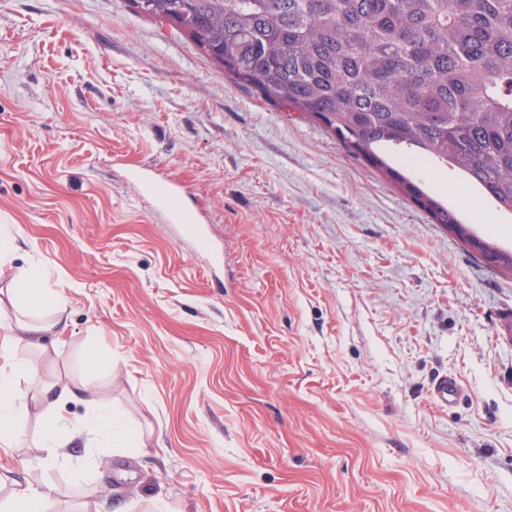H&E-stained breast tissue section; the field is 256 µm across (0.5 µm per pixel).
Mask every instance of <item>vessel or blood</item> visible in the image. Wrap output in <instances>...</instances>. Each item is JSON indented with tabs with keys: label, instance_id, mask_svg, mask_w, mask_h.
Returning a JSON list of instances; mask_svg holds the SVG:
<instances>
[{
	"label": "vessel or blood",
	"instance_id": "vessel-or-blood-1",
	"mask_svg": "<svg viewBox=\"0 0 512 512\" xmlns=\"http://www.w3.org/2000/svg\"><path fill=\"white\" fill-rule=\"evenodd\" d=\"M142 190L156 195L161 201L169 224L189 234L201 250H209L211 231L204 214L188 210L183 200L186 191L177 181L155 173H143L137 178ZM462 387L456 379L442 377L436 380L433 394L436 401L443 405L453 403L459 398Z\"/></svg>",
	"mask_w": 512,
	"mask_h": 512
}]
</instances>
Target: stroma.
<instances>
[{
	"label": "stroma",
	"mask_w": 512,
	"mask_h": 512,
	"mask_svg": "<svg viewBox=\"0 0 512 512\" xmlns=\"http://www.w3.org/2000/svg\"><path fill=\"white\" fill-rule=\"evenodd\" d=\"M143 169L205 211L214 272ZM414 179L512 251V213L456 169ZM0 224V289L34 259L66 302L43 355L0 306V365L36 366L6 486L52 485L57 512H512V275L130 0H0ZM89 349L137 445L32 467L39 387H77ZM462 387L455 378L448 376L436 380L433 388L435 400L441 405H448L459 398Z\"/></svg>",
	"instance_id": "35a3bbf8"
}]
</instances>
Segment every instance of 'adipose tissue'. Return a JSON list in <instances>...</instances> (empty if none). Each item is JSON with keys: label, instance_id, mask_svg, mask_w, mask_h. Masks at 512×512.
Masks as SVG:
<instances>
[{"label": "adipose tissue", "instance_id": "1", "mask_svg": "<svg viewBox=\"0 0 512 512\" xmlns=\"http://www.w3.org/2000/svg\"><path fill=\"white\" fill-rule=\"evenodd\" d=\"M8 293L15 306L25 312L24 317L16 321L19 342L39 347L42 334L56 327L57 317L64 310L62 294L47 285L43 268L32 261L19 270ZM33 371V365L24 360L0 366V445L12 443L24 431L27 407L18 381ZM83 393L87 411L79 420L64 417L52 405L43 412V437L36 447L33 462H42L46 457L67 462L68 443L85 432L102 437L110 448L129 446L132 428L111 400L101 396L90 383L85 385Z\"/></svg>", "mask_w": 512, "mask_h": 512}]
</instances>
